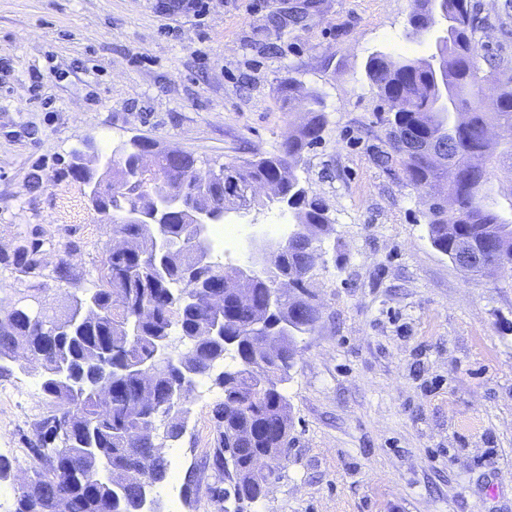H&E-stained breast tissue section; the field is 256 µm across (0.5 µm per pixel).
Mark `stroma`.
<instances>
[{"label": "stroma", "mask_w": 512, "mask_h": 512, "mask_svg": "<svg viewBox=\"0 0 512 512\" xmlns=\"http://www.w3.org/2000/svg\"><path fill=\"white\" fill-rule=\"evenodd\" d=\"M180 2L0 0V312L21 293L61 310L99 283L110 228L69 173L74 150L104 159L136 136L205 169L272 155L316 93L326 125L299 175L333 230L311 281L320 319L284 385L288 457L257 512H512V271L468 278L432 247L418 193L378 163L366 63L429 55L407 35L411 0H209L200 16ZM286 221L274 206L226 216L239 234L213 261L247 265L252 224L275 242ZM33 242L39 266L20 272ZM40 382L34 363L0 376V455L16 462L0 512L30 472ZM223 399L198 379L183 435L161 444L197 486H153L154 512H224L201 467Z\"/></svg>", "instance_id": "35a3bbf8"}]
</instances>
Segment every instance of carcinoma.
Here are the masks:
<instances>
[{"label": "carcinoma", "instance_id": "obj_1", "mask_svg": "<svg viewBox=\"0 0 512 512\" xmlns=\"http://www.w3.org/2000/svg\"><path fill=\"white\" fill-rule=\"evenodd\" d=\"M439 16L446 28L430 55L411 59L379 52L367 61V76L388 105L381 162L399 164L406 184L422 196L441 185L452 206L431 203L427 232L449 260H459L457 250L467 244L512 262V217L499 208L492 184L498 170L512 172V61L488 48L484 38L491 25L478 17L472 0H412L409 35L430 34ZM497 19L504 38H512V0H502ZM307 98L304 122L278 153L222 165L205 195L197 193L204 175L192 154L158 158L157 175L195 207L221 201L228 212L250 210L265 205L254 186H271L291 223L304 230L276 256L280 276L293 281V291L277 299L271 298L266 275L243 283L251 294L248 304L238 303L233 289L214 287L224 279V266L203 264L181 246L192 225L126 223L130 200L120 186L136 162L138 142L106 159L112 164V195L95 211L108 208L111 233L126 243L124 251L112 254V278L88 298H73L62 313L46 315L65 325L57 336L31 335V309L0 318V372L10 371L1 360L20 348L27 360L45 367L40 391L48 411L31 425L28 451L34 463L29 485L18 489L15 512H58L55 499L66 501V512H143L147 488L163 481L170 467L147 426L159 416L165 438L179 439L189 410L178 400V379L187 372L211 375L229 350L235 365L216 378L224 401L215 409L216 445L203 467L217 478V497H224L221 484L228 478L230 491L246 506L265 498L266 475L252 459L288 447L291 418L283 384L299 337L313 332L319 320L303 309L314 298L313 247L331 230L326 207L308 195L298 175L303 152L321 140L326 123L319 96L309 92ZM492 127L503 136L485 138ZM399 136L412 148L448 142L451 153L433 167L395 145ZM35 253L34 245L18 249L16 264L36 269ZM187 279L194 289L183 287ZM216 322L230 343L206 335ZM175 328L187 345L184 353L169 348ZM265 336L279 337L281 351L264 350ZM107 385L112 398L104 408L98 393ZM120 471H135L143 480L133 484Z\"/></svg>", "mask_w": 512, "mask_h": 512}]
</instances>
